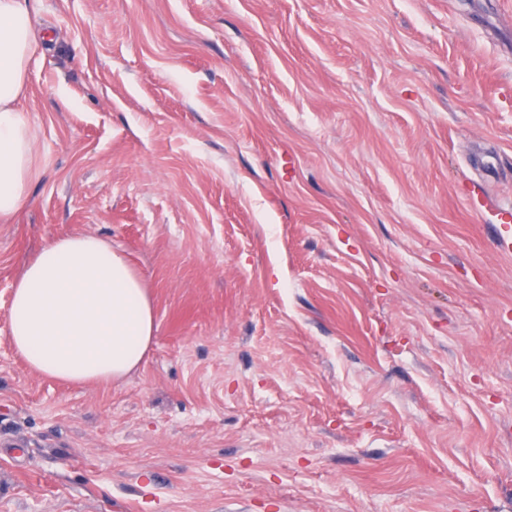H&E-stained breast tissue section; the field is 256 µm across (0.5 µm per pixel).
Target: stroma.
I'll list each match as a JSON object with an SVG mask.
<instances>
[{"instance_id":"stroma-1","label":"stroma","mask_w":512,"mask_h":512,"mask_svg":"<svg viewBox=\"0 0 512 512\" xmlns=\"http://www.w3.org/2000/svg\"><path fill=\"white\" fill-rule=\"evenodd\" d=\"M29 0L42 160L0 219V512H512V6ZM92 233L156 331L35 373L25 264Z\"/></svg>"}]
</instances>
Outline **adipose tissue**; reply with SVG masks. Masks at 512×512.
Listing matches in <instances>:
<instances>
[{
    "instance_id": "ef3b65f1",
    "label": "adipose tissue",
    "mask_w": 512,
    "mask_h": 512,
    "mask_svg": "<svg viewBox=\"0 0 512 512\" xmlns=\"http://www.w3.org/2000/svg\"><path fill=\"white\" fill-rule=\"evenodd\" d=\"M41 41L27 0H0V218L22 207L40 172L21 99ZM8 323L33 370L73 383L121 380L142 363L155 331L126 254L91 234L54 240L25 265Z\"/></svg>"
}]
</instances>
